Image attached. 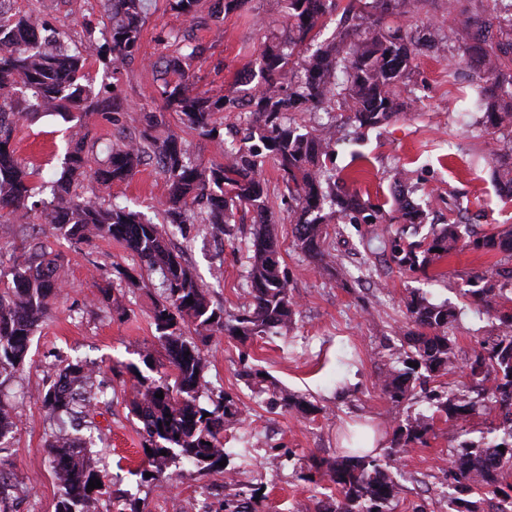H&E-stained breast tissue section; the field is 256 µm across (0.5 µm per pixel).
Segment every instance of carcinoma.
Returning <instances> with one entry per match:
<instances>
[{"label":"carcinoma","instance_id":"1","mask_svg":"<svg viewBox=\"0 0 512 512\" xmlns=\"http://www.w3.org/2000/svg\"><path fill=\"white\" fill-rule=\"evenodd\" d=\"M147 0H104L112 15L107 43L114 69L134 61ZM288 23L281 40L261 54L260 80L238 97H214L201 92L185 69L200 54V45L188 31L170 35L176 54L162 55L156 91L164 111L143 110L137 135L112 144L107 159L92 167L85 149L86 134L77 132L65 154L61 176L51 199H35L33 165L19 158L11 142L18 125L32 122L39 112H54L69 121L97 114L123 131L117 110L94 95L89 87L86 58L64 29L56 30V45L40 49L44 22L37 5L7 16L0 12V223L28 224L35 213L53 224L57 236L76 243L115 240L139 259L141 267L159 277L161 293L151 319L172 373L166 378L144 377L133 392L132 410L143 425L148 463L156 473L168 472L179 481L185 467L200 475L221 469L225 459L224 427L242 417L229 395L213 409L200 406L205 387L204 356L199 342L216 334L245 341L254 336L280 335L294 321L297 303L289 292L288 273L282 267L270 194L261 172L267 161L276 163L288 196L296 202L291 223L294 243L317 268H334L327 240L331 224H370V239L390 252L401 269L427 272L463 246L475 252L500 255L493 267L475 276L476 288L467 290L475 302L498 306L495 331L460 362L453 328L458 312L446 303L415 295L406 307L412 328L395 364L379 377L378 388L393 403L415 397L418 387L456 371L469 384L426 396L438 416L410 414L395 429L389 453L396 455L423 443L440 418L452 429H462L475 414L484 417L476 439L461 441L448 460V486L454 490L449 512H501L512 504V226L497 227L482 236L470 235L465 224L450 221L426 225L432 200L417 203L409 197L391 216L346 186L344 178L327 167L332 151L329 139L307 129L301 115L325 108L350 111L349 120L363 132L379 128L402 115L399 101L416 57L426 45L408 31L418 16L420 0H349L345 11L359 15L354 27L336 29L334 46L312 44L315 29L336 12L338 0H287ZM453 25L445 39L457 50L460 62L476 77L469 114L481 132L512 145V0H493L491 9L448 0ZM396 16L400 24L383 28ZM230 108L252 113L254 120L237 143L224 148V162L203 167L195 163L173 136L157 130L174 112L188 128L202 136L217 131V114ZM154 159L167 184L163 221L155 223L126 206H103L96 200L78 201L71 184L92 173L95 182L110 186L128 180ZM493 174L504 198H512V156L493 154ZM252 213L253 232L247 246L248 271L244 311L230 319L213 303L183 254L172 249L168 226L205 224L215 233L234 239L236 213ZM396 223L398 227L390 228ZM387 228L378 230V225ZM441 252H436V249ZM60 256L39 239L28 242V256L0 273V386L23 365L31 339L48 317L53 300L62 292L58 274ZM193 303H186L187 299ZM417 366L411 367L409 363ZM271 407L307 410L303 397L263 386ZM109 386L93 377L81 361L63 365L57 379L41 392L48 418L60 428L71 425L48 444V455L59 486L56 512H96L101 489L87 490L89 481L103 480L98 436L89 424V408L107 401ZM163 393L157 398L155 394ZM16 426L11 409L0 403V453ZM349 447L333 460L315 459L310 468L339 490L333 502H316L314 512H392L401 488L387 473L380 457L364 448L366 437L350 434ZM504 450H499V447ZM167 455H161V451ZM18 483L0 477V512H13ZM224 499V512H256L258 492Z\"/></svg>","mask_w":512,"mask_h":512}]
</instances>
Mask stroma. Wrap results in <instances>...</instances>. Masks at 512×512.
<instances>
[{
  "label": "stroma",
  "instance_id": "1",
  "mask_svg": "<svg viewBox=\"0 0 512 512\" xmlns=\"http://www.w3.org/2000/svg\"><path fill=\"white\" fill-rule=\"evenodd\" d=\"M38 7L51 28L68 31L83 49L95 95L113 99L117 110L133 119L140 107H160L153 66L158 40L187 25L173 0H150L137 58L118 71L102 50L106 20L102 0H39ZM198 10L210 22L194 32L204 52L192 62L189 73L199 90L236 96L240 74L257 71L266 44L280 36L287 4L249 0L245 9L221 12L217 0H200ZM415 64L407 116L369 131L362 139H355L346 113H312V127H336L333 167L349 188L387 211L394 207L391 176L398 168L410 179L412 199L428 193L437 199L430 216L434 223H447L452 217L448 206L455 203L463 221L477 230L512 224V200L501 196L489 164L491 153L506 152L507 146L480 133L463 112L464 97L473 84L469 70L449 49L421 55ZM167 121L168 132L178 137L195 162L208 166L223 162L222 141L228 138L230 126L243 123L244 115L224 112L216 140L188 130L176 115H168ZM71 133L70 122L56 115L17 127L13 147L17 156L39 168L38 190L48 191L51 181L59 178ZM262 176L271 194L281 262L298 315L286 334L247 341L217 335L204 348L207 389L201 405L211 406L227 394L244 411L242 422L224 430L226 467L234 473V484H225L219 472L201 476L190 470L176 485L158 475L143 476L141 424L129 408V398L140 378L134 368L141 365L143 354L152 353L155 359L147 378H159L170 370L150 319L152 302L159 294L158 277L144 276L141 287L123 289L127 314L113 315L106 294L121 274L139 273L137 259L112 240L68 243L40 217L34 232L63 257L65 296L39 327L23 368L0 387V402L17 417L10 449L0 454V475L20 482L24 489L17 512L56 510L58 488L47 454L54 427L45 417L39 392L56 379L64 360H85L111 386L108 404L96 405L92 414L102 432L97 450L106 474L97 512H115L125 503L135 504L140 512H200L205 505L219 512L225 498L249 491L256 483L263 484L265 494L258 512H292L335 496L334 484H315L303 475L311 459L341 454V427L368 424L378 444L387 447L398 422L413 412L412 403L392 404L376 387L391 354L402 344L395 329L405 321L404 303L412 289H422L431 301H446L459 310L454 334L461 357H468L477 340L491 331L493 314L471 304L465 289L475 273L491 266L493 256L460 250L440 265L441 281L431 282L423 273L399 269L389 254L369 252L367 225L350 224L333 241L340 266L334 274H319L294 244L288 200L274 163L265 165ZM76 192L129 206L158 223L167 186L158 170L146 165L126 182L96 187L86 181ZM236 226L233 242L207 229L190 242L178 234L171 238L172 247L184 249L187 264L228 317L244 301L243 240L250 232L249 216L237 215ZM247 367L306 396L317 405V413L270 408L266 395L253 389L244 376ZM460 439L459 433L439 421L425 442L400 457L387 458V468L401 486L397 512H411L419 504L424 512H448L443 468Z\"/></svg>",
  "mask_w": 512,
  "mask_h": 512
}]
</instances>
